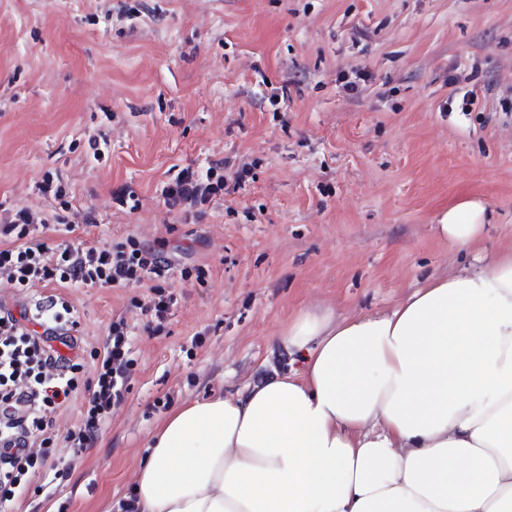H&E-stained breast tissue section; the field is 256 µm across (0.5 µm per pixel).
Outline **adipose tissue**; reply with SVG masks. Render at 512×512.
<instances>
[{
    "instance_id": "1",
    "label": "adipose tissue",
    "mask_w": 512,
    "mask_h": 512,
    "mask_svg": "<svg viewBox=\"0 0 512 512\" xmlns=\"http://www.w3.org/2000/svg\"><path fill=\"white\" fill-rule=\"evenodd\" d=\"M483 200L437 235L483 249ZM301 368L180 405L139 467L137 512H512V252L389 310L305 309Z\"/></svg>"
}]
</instances>
